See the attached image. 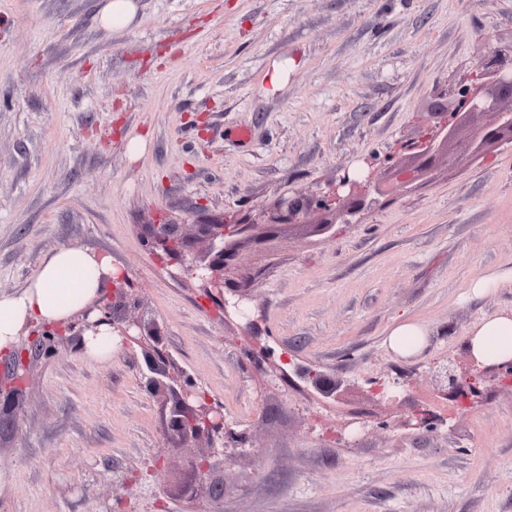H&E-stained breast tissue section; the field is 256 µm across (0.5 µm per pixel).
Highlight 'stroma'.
<instances>
[{"label":"stroma","instance_id":"stroma-1","mask_svg":"<svg viewBox=\"0 0 512 512\" xmlns=\"http://www.w3.org/2000/svg\"><path fill=\"white\" fill-rule=\"evenodd\" d=\"M136 2L112 29L102 0H0V292L60 246L110 255L136 299L124 316L159 327V365L190 375L248 451L214 464L220 502L185 501L200 450L168 429L145 348L99 361L42 326L17 340L52 351L19 379L16 426L0 433V512H512V378L454 411L434 373L446 359L468 371L470 329L512 312L511 287L468 293L512 267V144L443 155L358 223L289 226L265 256L241 243L258 340L140 237L258 222L372 154L384 179L431 105L450 104L489 45L512 46V0ZM403 318L427 333L408 356L387 342ZM256 341L274 365L244 359ZM302 367L340 381L339 400H320ZM398 377L406 397L382 396ZM426 404L443 425L406 428Z\"/></svg>","mask_w":512,"mask_h":512}]
</instances>
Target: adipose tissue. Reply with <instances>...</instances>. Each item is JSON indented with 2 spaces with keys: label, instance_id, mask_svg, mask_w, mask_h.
Listing matches in <instances>:
<instances>
[{
  "label": "adipose tissue",
  "instance_id": "adipose-tissue-1",
  "mask_svg": "<svg viewBox=\"0 0 512 512\" xmlns=\"http://www.w3.org/2000/svg\"><path fill=\"white\" fill-rule=\"evenodd\" d=\"M120 275L109 257L93 251L76 246L52 251L22 290L0 293V350H11L29 328L69 321ZM469 347L484 362L512 360V314L482 319L470 333Z\"/></svg>",
  "mask_w": 512,
  "mask_h": 512
}]
</instances>
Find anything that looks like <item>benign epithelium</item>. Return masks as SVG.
<instances>
[{
	"mask_svg": "<svg viewBox=\"0 0 512 512\" xmlns=\"http://www.w3.org/2000/svg\"><path fill=\"white\" fill-rule=\"evenodd\" d=\"M457 108L446 112L436 104L428 113L427 131L414 147L410 160L393 162L387 168V177L382 181L372 180L371 175L344 173L339 180L310 198L292 197L280 203L273 211L264 215L256 224H226L224 219L206 224L193 225L194 231H184L183 225L170 223L168 227L180 242L176 252L160 253L164 246L161 225L147 224L145 247L150 254L162 259L165 266H176L185 277L196 280L200 295L218 302L224 316L237 312L243 301L250 298L251 277L242 269L238 247L240 240L250 239L260 248L276 240L282 229L298 225L304 215L316 212L324 216L322 222L312 225L314 232L324 234L334 224H353L359 221L360 213L373 196H385L396 188L413 186L432 177L440 154L448 147V139L460 122L473 118L478 121L475 134L456 141L461 153L477 154L488 145L512 143V49L505 51L491 48L479 61L477 71L468 83L456 91ZM509 105H503V101ZM204 248L197 249L198 244ZM100 317L91 322L93 310ZM108 325L112 333L122 338L123 343H141L147 339L159 340L158 331L145 328L135 319L120 318L112 313L110 306L90 307L81 313V320L69 326L76 335L83 336L99 325ZM44 340L35 337L28 346L12 353V376L27 367L31 359L41 352ZM479 370L476 376L463 377L456 373L454 363L447 361L439 366L436 378L444 387L447 396L470 397L479 392L484 382H494L506 373L512 375V362L483 364L472 360ZM308 378L327 397L336 396L339 384L322 375L310 372ZM150 389L164 388L174 397L170 409L169 427L185 443L203 442L207 455L186 471L183 478V496L190 502L200 499L220 500L224 496L223 485L208 476L211 459L224 456L229 443L236 442V433L228 425L223 431L214 432L212 424L224 421L220 409L201 396L194 380L187 375H168L148 380Z\"/></svg>",
	"mask_w": 512,
	"mask_h": 512,
	"instance_id": "benign-epithelium-1",
	"label": "benign epithelium"
}]
</instances>
